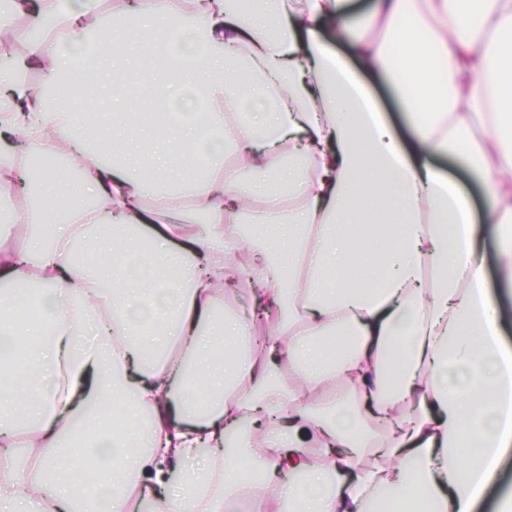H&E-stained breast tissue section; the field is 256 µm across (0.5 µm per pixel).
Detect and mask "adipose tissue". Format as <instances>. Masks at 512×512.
<instances>
[{"label":"adipose tissue","mask_w":512,"mask_h":512,"mask_svg":"<svg viewBox=\"0 0 512 512\" xmlns=\"http://www.w3.org/2000/svg\"><path fill=\"white\" fill-rule=\"evenodd\" d=\"M368 15L356 34L351 0L0 10V512H474L512 448L481 241L512 285V0ZM115 62L94 135L79 76ZM35 147L79 181L24 165ZM374 91L392 124L401 134L409 135L406 114L395 90L389 84H380ZM438 167L446 174H450L461 186L463 191L469 195L476 210L481 212L483 200L479 186L470 178L468 172L459 164L441 159L437 162Z\"/></svg>","instance_id":"1"}]
</instances>
